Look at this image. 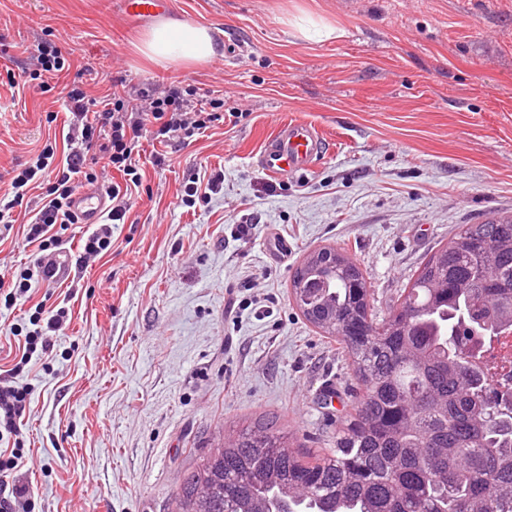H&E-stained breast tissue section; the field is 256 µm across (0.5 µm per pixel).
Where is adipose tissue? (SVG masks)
<instances>
[{
    "mask_svg": "<svg viewBox=\"0 0 512 512\" xmlns=\"http://www.w3.org/2000/svg\"><path fill=\"white\" fill-rule=\"evenodd\" d=\"M220 50L211 28L177 19L159 22L143 33L137 44L138 53L159 66L205 64Z\"/></svg>",
    "mask_w": 512,
    "mask_h": 512,
    "instance_id": "obj_1",
    "label": "adipose tissue"
}]
</instances>
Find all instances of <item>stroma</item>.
Returning a JSON list of instances; mask_svg holds the SVG:
<instances>
[{
    "label": "stroma",
    "instance_id": "obj_1",
    "mask_svg": "<svg viewBox=\"0 0 512 512\" xmlns=\"http://www.w3.org/2000/svg\"><path fill=\"white\" fill-rule=\"evenodd\" d=\"M119 3L0 0V197L45 145L67 149L57 90L71 74L42 90L43 44L93 95L119 75L140 89L175 84L231 118L165 147L163 166L144 163L111 250L70 283L41 281L10 303L0 289V381L36 305L70 309L52 351L19 378L30 395L17 478L34 512H176L220 437L269 420L300 454L328 448L355 379L290 300L296 267L345 249L381 316L460 225L512 212V0H171L170 16L209 26L224 54L164 67L136 55L148 24ZM300 17L336 32L305 40ZM10 71L31 78L14 90ZM286 121L325 142L310 171L271 176L259 154ZM217 171L211 200H183ZM25 207L0 239L6 285L40 255L22 234Z\"/></svg>",
    "mask_w": 512,
    "mask_h": 512
}]
</instances>
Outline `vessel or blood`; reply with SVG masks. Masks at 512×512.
<instances>
[{
  "label": "vessel or blood",
  "instance_id": "b4317fda",
  "mask_svg": "<svg viewBox=\"0 0 512 512\" xmlns=\"http://www.w3.org/2000/svg\"><path fill=\"white\" fill-rule=\"evenodd\" d=\"M170 0H123L128 15L156 18L166 12ZM322 149V135L312 125L290 122L279 125L275 134L264 144L260 163L266 173L282 176L304 172L311 168ZM111 207L107 195L98 189H86L73 197V208L84 223H98ZM73 259L69 249H60L48 271L47 279L63 283L72 276Z\"/></svg>",
  "mask_w": 512,
  "mask_h": 512
}]
</instances>
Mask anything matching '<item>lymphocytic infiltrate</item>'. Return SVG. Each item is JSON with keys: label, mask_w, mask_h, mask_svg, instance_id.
Segmentation results:
<instances>
[{"label": "lymphocytic infiltrate", "mask_w": 512, "mask_h": 512, "mask_svg": "<svg viewBox=\"0 0 512 512\" xmlns=\"http://www.w3.org/2000/svg\"><path fill=\"white\" fill-rule=\"evenodd\" d=\"M63 105L81 124L79 136L69 138L64 162H57L53 146H45L33 162L24 164L13 178L11 206L22 205L30 184L43 186L40 202L33 209L26 226L27 242L41 249L57 246L58 231L79 223L71 208V199L83 184H93L106 170L123 173V182L107 185L112 208L99 227L85 239L84 257L91 258L112 247V226L124 221L128 197L139 188V158L145 136L164 143L185 140L204 133L218 115L198 109L186 89L178 85L157 86L146 92L132 88L121 97L99 99L83 88L82 75H75L62 91ZM66 307L54 311L39 310L33 318V330L24 337L22 353L13 367L22 373L33 356L42 355L53 345V335L65 324ZM23 386L0 385V438L12 442L10 451L0 450V474L18 469L24 457V439L18 421L28 399Z\"/></svg>", "instance_id": "obj_1"}]
</instances>
